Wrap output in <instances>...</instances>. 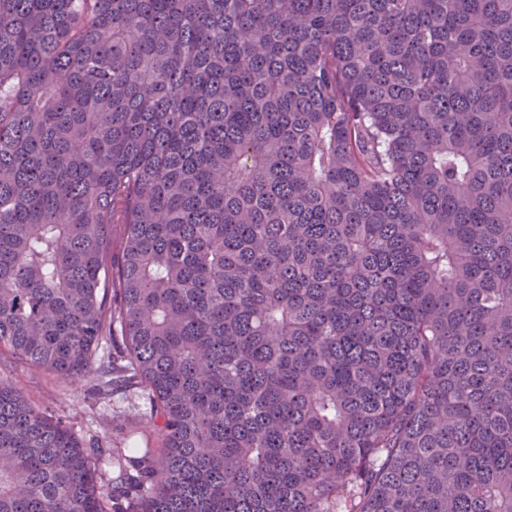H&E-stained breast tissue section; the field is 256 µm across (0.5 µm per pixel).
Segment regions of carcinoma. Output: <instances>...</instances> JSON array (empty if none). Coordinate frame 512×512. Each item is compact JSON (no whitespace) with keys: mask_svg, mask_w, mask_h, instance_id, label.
Returning <instances> with one entry per match:
<instances>
[{"mask_svg":"<svg viewBox=\"0 0 512 512\" xmlns=\"http://www.w3.org/2000/svg\"><path fill=\"white\" fill-rule=\"evenodd\" d=\"M2 350L158 445L0 512H512V0H0Z\"/></svg>","mask_w":512,"mask_h":512,"instance_id":"cac0c4a2","label":"carcinoma"}]
</instances>
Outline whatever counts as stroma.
I'll list each match as a JSON object with an SVG mask.
<instances>
[{"mask_svg": "<svg viewBox=\"0 0 512 512\" xmlns=\"http://www.w3.org/2000/svg\"><path fill=\"white\" fill-rule=\"evenodd\" d=\"M0 380L19 387L46 414L62 419L89 448H127L146 422L150 405L141 389L130 388L101 400L93 377L72 383L35 369L0 352Z\"/></svg>", "mask_w": 512, "mask_h": 512, "instance_id": "1", "label": "stroma"}]
</instances>
